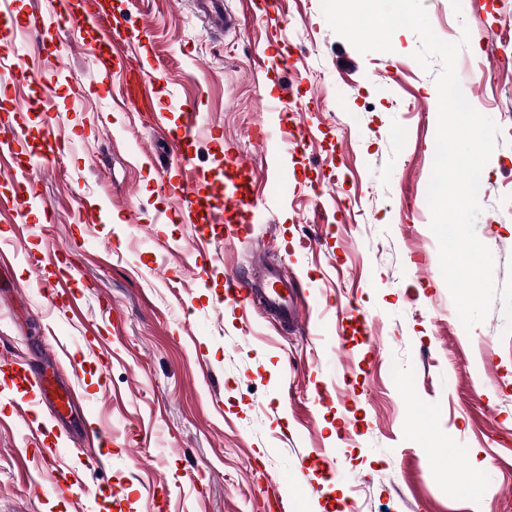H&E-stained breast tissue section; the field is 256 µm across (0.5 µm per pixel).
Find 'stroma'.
Returning a JSON list of instances; mask_svg holds the SVG:
<instances>
[{
	"label": "stroma",
	"mask_w": 512,
	"mask_h": 512,
	"mask_svg": "<svg viewBox=\"0 0 512 512\" xmlns=\"http://www.w3.org/2000/svg\"><path fill=\"white\" fill-rule=\"evenodd\" d=\"M194 0H108L143 30L157 69L151 109L118 107L120 73L98 70L100 33L64 35L66 0H10L15 56L0 62V139L47 206L0 217V356L76 392L56 430H103L108 461L80 503L28 457L35 442L0 392V512H504L512 503V332L494 302L465 329L439 266L427 187L438 123L433 62L417 36L359 52L321 0H281L269 29L252 0H223L233 28ZM435 34L462 42V91L499 128L475 222L512 276V64L482 47L512 24V0H423ZM287 61L273 55V45ZM197 132L175 139L183 113ZM56 114L47 123V114ZM255 172L252 234L187 223L198 189L160 185L190 158L209 209L224 211V155ZM55 250L82 301L52 306L38 258ZM263 258L294 273V328L228 294ZM60 347L57 363L45 354ZM336 451L328 467L319 449Z\"/></svg>",
	"instance_id": "1"
}]
</instances>
